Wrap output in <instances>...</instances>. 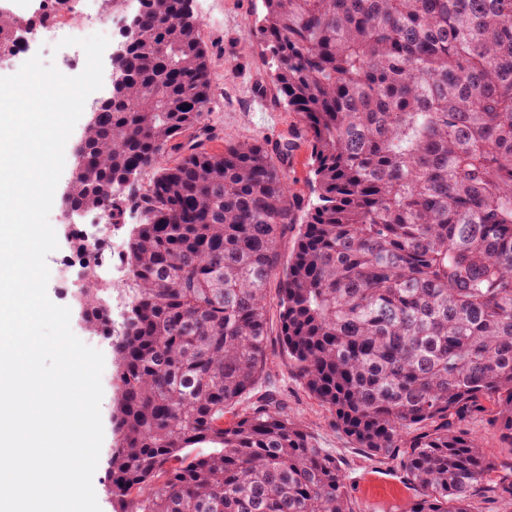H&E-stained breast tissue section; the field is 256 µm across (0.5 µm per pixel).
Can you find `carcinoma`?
<instances>
[{
  "label": "carcinoma",
  "mask_w": 512,
  "mask_h": 512,
  "mask_svg": "<svg viewBox=\"0 0 512 512\" xmlns=\"http://www.w3.org/2000/svg\"><path fill=\"white\" fill-rule=\"evenodd\" d=\"M188 2L138 0L124 80L62 196L140 218L120 331L96 266L77 296L88 332L114 336V512H354L279 393L252 397L275 275L288 367L401 468L417 495L399 512H470L490 471L511 502L512 460L486 459L468 423L492 408L512 448V0H262L313 207L288 182L293 142L208 145L211 61ZM54 17L1 9L0 48ZM313 167L310 147L305 142L299 143L291 162L289 177L293 191L310 203H315L317 196Z\"/></svg>",
  "instance_id": "carcinoma-1"
}]
</instances>
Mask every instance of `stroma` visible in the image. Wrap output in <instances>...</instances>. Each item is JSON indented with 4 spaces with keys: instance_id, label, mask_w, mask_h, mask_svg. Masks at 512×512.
Returning a JSON list of instances; mask_svg holds the SVG:
<instances>
[{
    "instance_id": "obj_1",
    "label": "stroma",
    "mask_w": 512,
    "mask_h": 512,
    "mask_svg": "<svg viewBox=\"0 0 512 512\" xmlns=\"http://www.w3.org/2000/svg\"><path fill=\"white\" fill-rule=\"evenodd\" d=\"M191 10L200 22V36L212 61L213 110L207 122L221 148L243 141L288 136L295 117L275 99L272 83L274 65L259 46L256 20L262 12L261 0H191ZM263 96L278 120L265 123L255 110L256 96ZM61 200H54L49 214L58 248L47 257L50 277L49 299L71 311L74 335L104 356L101 377L103 398L100 405L105 436L93 487L101 512H113L107 487V460L112 449V403L115 396L112 342L91 334L85 328L74 297L83 283L84 270L75 257L72 233L88 238L101 235L98 215L86 212L66 219ZM263 389H274L288 405L289 413L309 431L319 447L327 449L345 472L354 512H396L415 491L403 472L391 463L375 461L337 431L332 415L315 400L290 370L282 355L277 334L269 336L268 375Z\"/></svg>"
}]
</instances>
